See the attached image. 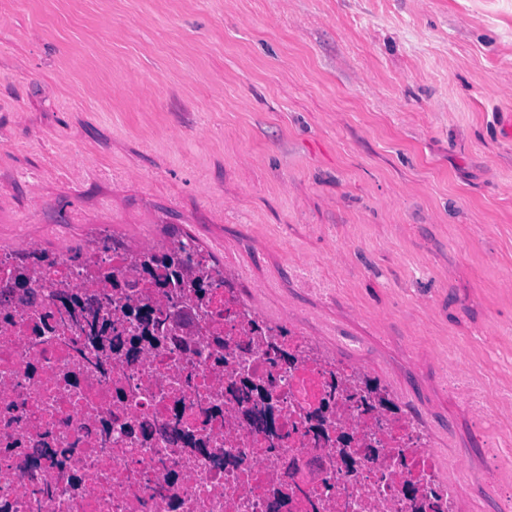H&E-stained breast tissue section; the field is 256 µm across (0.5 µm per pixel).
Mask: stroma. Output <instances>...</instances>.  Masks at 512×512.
<instances>
[{"label":"stroma","mask_w":512,"mask_h":512,"mask_svg":"<svg viewBox=\"0 0 512 512\" xmlns=\"http://www.w3.org/2000/svg\"><path fill=\"white\" fill-rule=\"evenodd\" d=\"M99 234L191 242L512 512V0H0V251Z\"/></svg>","instance_id":"obj_1"}]
</instances>
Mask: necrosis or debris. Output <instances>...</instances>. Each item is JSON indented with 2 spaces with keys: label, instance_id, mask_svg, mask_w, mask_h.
<instances>
[{
  "label": "necrosis or debris",
  "instance_id": "1",
  "mask_svg": "<svg viewBox=\"0 0 512 512\" xmlns=\"http://www.w3.org/2000/svg\"><path fill=\"white\" fill-rule=\"evenodd\" d=\"M180 243L0 252V512H448L427 433L353 367L198 290ZM96 315L101 340L69 326Z\"/></svg>",
  "mask_w": 512,
  "mask_h": 512
}]
</instances>
